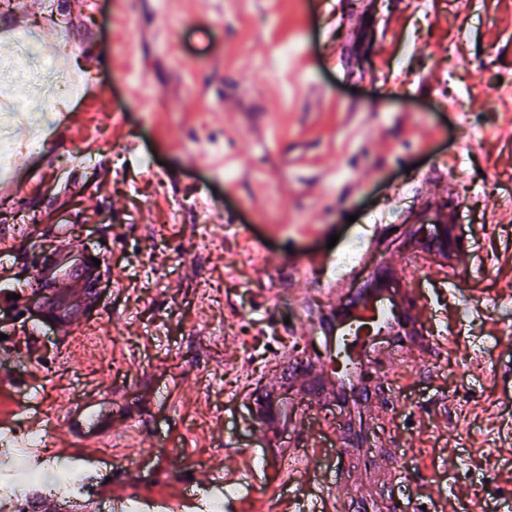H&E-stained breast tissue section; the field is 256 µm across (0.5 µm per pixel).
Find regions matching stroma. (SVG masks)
<instances>
[{"label": "stroma", "instance_id": "1", "mask_svg": "<svg viewBox=\"0 0 512 512\" xmlns=\"http://www.w3.org/2000/svg\"><path fill=\"white\" fill-rule=\"evenodd\" d=\"M45 0L0 6V33L43 28ZM72 44L64 66L92 85L17 156L0 188V288L29 280L50 244L104 260L99 303L58 336L33 308L0 300V424L16 400L44 404L47 450L77 445L60 405L112 391L127 419L87 469L93 493L51 485L56 512H114L113 497L179 491L175 474L255 470L233 512H303L304 465L336 467L322 430L268 439L253 400L277 386L303 405L294 360L330 305L303 262L379 244L342 298L385 261L410 257L414 220L432 233L427 187H454L456 237L475 268L423 253L416 287L440 345L373 361L372 394L332 401L339 445L368 464L358 430L431 512H495L512 499V0H54ZM91 154L92 164L80 162ZM261 240L264 252L252 247ZM164 446H152L154 437ZM463 497L449 496V483Z\"/></svg>", "mask_w": 512, "mask_h": 512}]
</instances>
